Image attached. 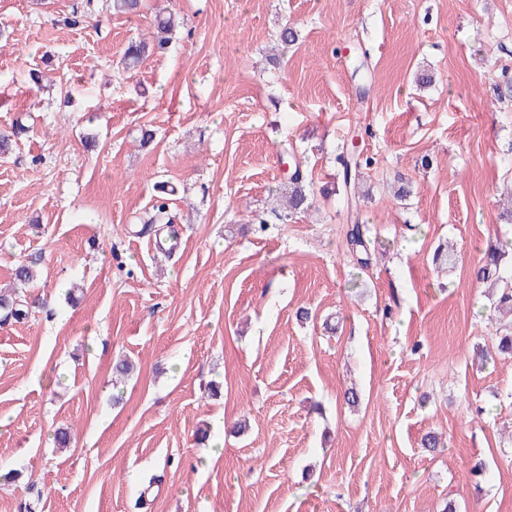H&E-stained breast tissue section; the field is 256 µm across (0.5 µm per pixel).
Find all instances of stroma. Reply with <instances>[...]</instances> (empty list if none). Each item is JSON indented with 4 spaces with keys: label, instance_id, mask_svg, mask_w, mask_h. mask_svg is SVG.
<instances>
[{
    "label": "stroma",
    "instance_id": "35a3bbf8",
    "mask_svg": "<svg viewBox=\"0 0 512 512\" xmlns=\"http://www.w3.org/2000/svg\"><path fill=\"white\" fill-rule=\"evenodd\" d=\"M158 7L169 49L124 70ZM509 73L512 0H0V130L27 128L0 155V289L30 304L0 325V512H140L153 474L151 512H512V363L473 362L512 324L474 277L512 237ZM355 135L362 272L337 197L270 213L284 164L337 184Z\"/></svg>",
    "mask_w": 512,
    "mask_h": 512
}]
</instances>
